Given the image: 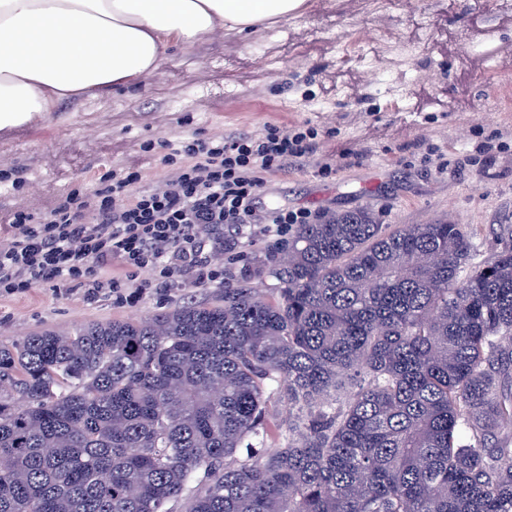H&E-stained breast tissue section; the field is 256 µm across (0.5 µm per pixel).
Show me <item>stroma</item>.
Wrapping results in <instances>:
<instances>
[{
  "instance_id": "35a3bbf8",
  "label": "stroma",
  "mask_w": 512,
  "mask_h": 512,
  "mask_svg": "<svg viewBox=\"0 0 512 512\" xmlns=\"http://www.w3.org/2000/svg\"><path fill=\"white\" fill-rule=\"evenodd\" d=\"M307 125L316 153L269 177L267 208L319 214L362 207L382 224L446 220L477 229L476 260L495 250L488 227L512 222V10L473 0H308L298 17L239 34L216 29L173 49L132 90L62 102L48 120L0 134V238L14 210L44 214L70 191L94 192L110 170L167 174L161 141ZM491 145L479 155L481 145ZM447 155L436 170L431 151ZM335 172L322 174V163ZM215 265L234 280L272 241L224 228ZM219 282L182 281L132 302H86L36 283L0 297V344L93 321L137 320L222 300Z\"/></svg>"
}]
</instances>
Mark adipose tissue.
<instances>
[{"instance_id": "ef3b65f1", "label": "adipose tissue", "mask_w": 512, "mask_h": 512, "mask_svg": "<svg viewBox=\"0 0 512 512\" xmlns=\"http://www.w3.org/2000/svg\"><path fill=\"white\" fill-rule=\"evenodd\" d=\"M307 0H0V132L62 101L130 88L176 47L218 28L250 33L301 15Z\"/></svg>"}]
</instances>
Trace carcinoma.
Wrapping results in <instances>:
<instances>
[{
  "instance_id": "1",
  "label": "carcinoma",
  "mask_w": 512,
  "mask_h": 512,
  "mask_svg": "<svg viewBox=\"0 0 512 512\" xmlns=\"http://www.w3.org/2000/svg\"><path fill=\"white\" fill-rule=\"evenodd\" d=\"M295 224L260 291L0 346V512H512V224Z\"/></svg>"
}]
</instances>
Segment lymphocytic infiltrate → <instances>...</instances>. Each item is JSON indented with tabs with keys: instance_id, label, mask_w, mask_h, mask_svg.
I'll use <instances>...</instances> for the list:
<instances>
[{
	"instance_id": "f902f5d3",
	"label": "lymphocytic infiltrate",
	"mask_w": 512,
	"mask_h": 512,
	"mask_svg": "<svg viewBox=\"0 0 512 512\" xmlns=\"http://www.w3.org/2000/svg\"><path fill=\"white\" fill-rule=\"evenodd\" d=\"M316 138L310 127L267 123L257 134L165 140L168 172L159 183L111 171L93 193L71 191L49 214L15 211L0 243V297L59 282L89 301L106 292L119 299L125 283L110 274L116 260L162 281L223 279L209 259L208 230L227 225L243 234L258 225L280 236L289 225L317 223L305 209L259 204L268 178L313 156Z\"/></svg>"
}]
</instances>
